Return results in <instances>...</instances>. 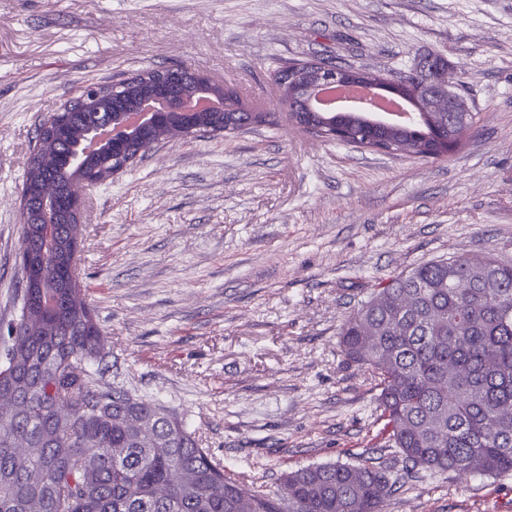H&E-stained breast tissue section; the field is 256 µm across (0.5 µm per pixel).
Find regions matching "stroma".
I'll use <instances>...</instances> for the list:
<instances>
[{
  "label": "stroma",
  "mask_w": 512,
  "mask_h": 512,
  "mask_svg": "<svg viewBox=\"0 0 512 512\" xmlns=\"http://www.w3.org/2000/svg\"><path fill=\"white\" fill-rule=\"evenodd\" d=\"M430 53L477 118L432 159L275 126L163 141L86 194L77 276L108 381L180 414L275 488L385 465L383 512H512V474L408 467L337 332L375 285L465 253L512 261V0H0V322L20 296L19 192L41 118L79 86L183 65L273 110L281 63L409 70Z\"/></svg>",
  "instance_id": "stroma-1"
}]
</instances>
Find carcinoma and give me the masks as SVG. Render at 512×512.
<instances>
[{"mask_svg": "<svg viewBox=\"0 0 512 512\" xmlns=\"http://www.w3.org/2000/svg\"><path fill=\"white\" fill-rule=\"evenodd\" d=\"M448 60L420 61L414 90L440 88ZM175 96L197 87L194 70L165 72ZM235 125L262 123L231 100ZM359 142L427 157L431 126L450 136L475 113L430 112L426 123L374 126L366 112H325ZM112 120V108L75 104L66 133L45 134L27 176L64 200L71 182L98 174L69 156L84 134ZM58 242L45 249L36 225L22 244L41 251L43 308L23 291L0 351V512H383L393 492L386 470L326 463L284 471L274 492L256 490L199 445L172 410L105 380L100 330L70 272L66 210ZM345 360L370 371L380 389L383 435L407 463L429 471L497 477L512 473V264L485 254L434 260L379 282L339 330Z\"/></svg>", "mask_w": 512, "mask_h": 512, "instance_id": "carcinoma-1", "label": "carcinoma"}]
</instances>
